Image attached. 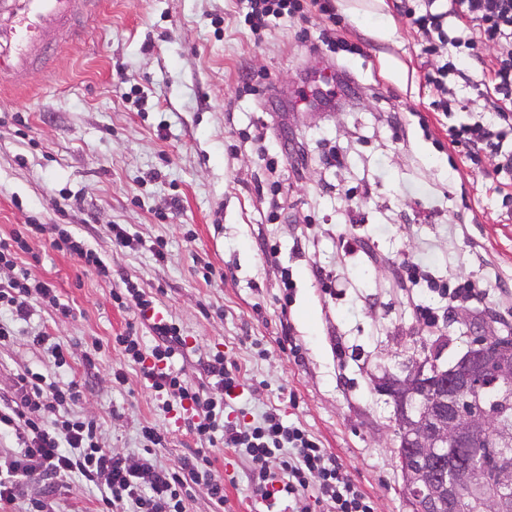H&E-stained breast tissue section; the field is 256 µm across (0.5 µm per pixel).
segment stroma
I'll list each match as a JSON object with an SVG mask.
<instances>
[{
    "instance_id": "stroma-1",
    "label": "stroma",
    "mask_w": 512,
    "mask_h": 512,
    "mask_svg": "<svg viewBox=\"0 0 512 512\" xmlns=\"http://www.w3.org/2000/svg\"><path fill=\"white\" fill-rule=\"evenodd\" d=\"M344 36L361 47L341 60L345 102L300 111L324 88L318 12L256 37L243 0H101L78 38L47 44V70L20 91H0V238L24 224L81 235L112 266L111 280L57 251L50 234L28 238L20 259L51 283L73 312L38 306L0 345V381L32 369L76 379V415L99 420L105 446L139 454V430L166 435L153 454L179 468L194 440L163 414L137 368L111 381L121 354L113 338L151 319L180 327L173 359L204 379L208 356L235 363L245 421L276 407L306 427L368 495L375 512H411L394 432L395 403L376 381L402 375L412 357L453 366L475 336H512V197L494 193V163L467 160L449 124H470L469 88L453 90L451 116L433 111L418 57L422 33L400 0H343ZM337 147L339 168L322 154ZM278 160L268 169L266 155ZM128 225L136 248L116 246ZM164 241L167 258L151 249ZM429 280L409 284L404 263ZM295 288L284 297L282 275ZM137 282L148 315L118 308L114 283ZM480 283L479 304L449 312L432 282ZM439 312L436 326L417 314ZM71 349L58 367L39 332ZM97 353L89 367L81 358ZM211 459L224 475L226 512H251L249 466L225 448Z\"/></svg>"
}]
</instances>
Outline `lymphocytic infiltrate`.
I'll return each mask as SVG.
<instances>
[{"label": "lymphocytic infiltrate", "instance_id": "f902f5d3", "mask_svg": "<svg viewBox=\"0 0 512 512\" xmlns=\"http://www.w3.org/2000/svg\"><path fill=\"white\" fill-rule=\"evenodd\" d=\"M245 22L252 32L271 19L304 15L312 8L331 20L323 39L334 50L354 53L342 34V20L327 0H248ZM411 24L426 37L420 53L432 63L427 78L447 91L449 75L460 73L464 59H478L487 45L499 53L488 73L475 88L491 114L489 121L452 126L453 146L467 150L471 161L481 154L495 160V171L512 175V152L502 150L512 135V0H403ZM447 46L440 55L439 46ZM40 224L27 225L0 240V266L11 275L0 280V344L9 342L18 323L28 321L36 306L48 305L68 313L55 289L34 278L19 264L17 253L26 247V233H43ZM55 249L77 257L84 268L108 281L112 268L86 240L71 231L57 229ZM157 339L151 353H144L138 334L118 337L126 365L112 369V380L124 384L127 365L138 367L144 385L155 395L163 412L182 411L186 429L199 448L185 457L180 470L158 466L148 453L124 456L101 445L99 424L65 414L78 404L77 381H47L37 371L16 375L9 390L0 391V433H14L18 450L0 456V512L22 501L25 512H48V505L63 478L77 476L98 488L101 512H188L187 499L201 486L216 508L224 506V476L213 468L207 448L217 445L245 455L251 475L250 497L256 512H276L282 500L293 503L294 512H373L369 499L358 489L327 449L304 427L287 423L277 410L266 411L257 422L243 426L224 418L226 407L238 398L241 382L223 357L207 360L205 371L214 385L190 383L171 367L185 344L179 327L161 320L151 326Z\"/></svg>", "mask_w": 512, "mask_h": 512}]
</instances>
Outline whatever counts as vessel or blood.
Returning <instances> with one entry per match:
<instances>
[{"label":"vessel or blood","mask_w":512,"mask_h":512,"mask_svg":"<svg viewBox=\"0 0 512 512\" xmlns=\"http://www.w3.org/2000/svg\"><path fill=\"white\" fill-rule=\"evenodd\" d=\"M98 0H0V72L23 85L27 73L47 66L43 45L53 33H78Z\"/></svg>","instance_id":"1"}]
</instances>
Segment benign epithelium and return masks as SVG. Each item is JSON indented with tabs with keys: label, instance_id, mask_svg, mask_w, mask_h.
I'll list each match as a JSON object with an SVG mask.
<instances>
[{
	"label": "benign epithelium",
	"instance_id": "benign-epithelium-1",
	"mask_svg": "<svg viewBox=\"0 0 512 512\" xmlns=\"http://www.w3.org/2000/svg\"><path fill=\"white\" fill-rule=\"evenodd\" d=\"M492 354L496 365L468 355L446 372L430 375L426 362L409 358L406 375L397 381L380 378L377 387L398 404L395 432L406 465L404 483L412 490L415 512H430L431 500L442 493L448 497V512H466L460 491L473 493L476 507L484 512H512V466L503 463L497 483L487 486L478 479L480 462L459 458L452 450L476 439L492 436L512 457V424L468 408L480 391L512 399V338Z\"/></svg>",
	"mask_w": 512,
	"mask_h": 512
}]
</instances>
